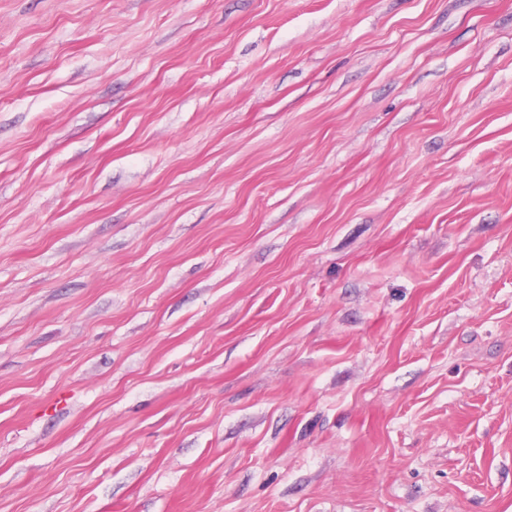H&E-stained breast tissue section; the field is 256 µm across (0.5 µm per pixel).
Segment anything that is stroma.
<instances>
[{"instance_id": "1", "label": "stroma", "mask_w": 512, "mask_h": 512, "mask_svg": "<svg viewBox=\"0 0 512 512\" xmlns=\"http://www.w3.org/2000/svg\"><path fill=\"white\" fill-rule=\"evenodd\" d=\"M0 512H512V0H0Z\"/></svg>"}]
</instances>
